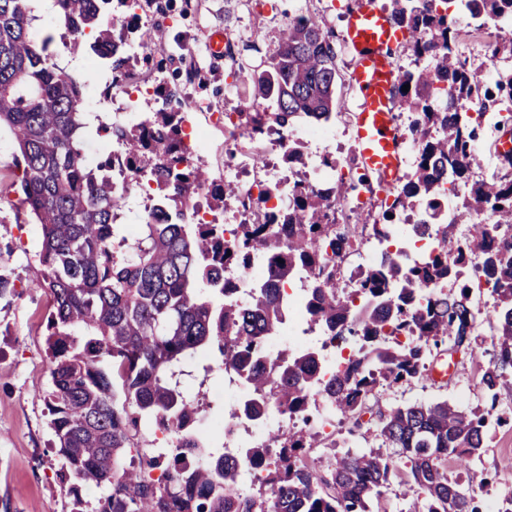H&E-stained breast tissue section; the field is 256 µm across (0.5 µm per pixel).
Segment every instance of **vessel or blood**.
I'll list each match as a JSON object with an SVG mask.
<instances>
[{
	"label": "vessel or blood",
	"mask_w": 512,
	"mask_h": 512,
	"mask_svg": "<svg viewBox=\"0 0 512 512\" xmlns=\"http://www.w3.org/2000/svg\"><path fill=\"white\" fill-rule=\"evenodd\" d=\"M406 37L374 0H356L342 41L352 53L349 80L357 91L354 144L357 156L388 187L400 177V134L395 125L397 77L389 61L391 48Z\"/></svg>",
	"instance_id": "obj_1"
}]
</instances>
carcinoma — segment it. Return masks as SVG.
<instances>
[{
    "mask_svg": "<svg viewBox=\"0 0 512 512\" xmlns=\"http://www.w3.org/2000/svg\"><path fill=\"white\" fill-rule=\"evenodd\" d=\"M37 2L0 0V128L11 132L19 151L18 209L41 228L37 287L49 299L46 408L72 512H84L79 488L85 484L105 488L92 512H371L370 503L399 472L392 457L374 449L332 456L316 468L306 452L317 433L290 430L273 447L247 449L249 463L265 476L254 493H239L224 449L205 446L194 431L205 409L180 384L188 370L205 379L228 371L243 377L256 395L249 414L276 409L301 415L319 397L353 428L377 426L385 447L404 459L402 484L423 498L425 512H480L448 479V461L465 466L483 448L487 413L465 414L441 401L379 410L375 422L364 416L372 412L369 399L377 388L418 376L433 349L476 353L471 336L477 314L468 304L473 282L494 299L485 321L494 331L495 353L481 384L494 395L512 374V176L471 187L457 209L456 223L470 225L462 239L453 237L454 225L437 224L435 246L420 258L386 251L367 266L357 288L366 301L357 305L345 292L340 268L356 229L338 230L336 217V205L347 202L356 180L341 178L326 190L294 180L288 209L256 212L228 245L222 225L180 220L201 193L222 212L227 200L242 202L244 192L219 183L199 162L180 167L181 116L162 106L150 113L146 131L104 121L96 126L98 136L121 144L134 173L151 174L166 207L162 218L147 214L141 237L128 242L116 224L127 200L112 187L111 152H86L85 79L58 63L50 49L58 33L43 30ZM122 2L54 0L51 15L70 50L83 46L89 60L111 67L118 90L138 83V62L122 47L135 32ZM476 2L475 18L512 13V0ZM392 3V20L409 33L406 49L427 65L398 78L400 104L413 117L418 161L382 219H361L381 239L388 237L392 216L423 202L437 207L442 181L468 179L475 156L467 147L477 137L468 106L512 98L511 70L498 73L489 88L459 63L461 30L448 10L438 8L456 0ZM429 31L441 34L442 45L424 40ZM238 75L253 92L251 111L240 116L259 140L327 123L336 110L330 89L341 75L334 38L313 17L289 20L267 68ZM485 214L492 223L480 221ZM472 258L480 262L471 267ZM252 259L263 262L267 278L239 303L221 271ZM298 276L307 281L310 323L332 342L359 345L326 385L318 376V351H263L264 339L281 322L280 286ZM449 284L457 293L444 292ZM159 422L173 435L167 455L148 454L140 442L142 427ZM201 450L210 464L188 465L186 458ZM154 468L165 472L164 479L142 477Z\"/></svg>",
    "mask_w": 512,
    "mask_h": 512,
    "instance_id": "obj_1",
    "label": "carcinoma"
}]
</instances>
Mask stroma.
<instances>
[{"mask_svg": "<svg viewBox=\"0 0 512 512\" xmlns=\"http://www.w3.org/2000/svg\"><path fill=\"white\" fill-rule=\"evenodd\" d=\"M356 0H142L141 29L148 49L138 69L143 79L162 78L185 102L202 99L211 111L237 120L249 111L250 88L239 85L238 65L258 67L278 50L289 19L308 11L325 28L342 31ZM224 31V59L211 62L206 45L215 29ZM9 132H0V267L8 270L21 290L0 302V512H70L71 498L58 476L48 425L47 356L42 323L47 297L37 289L41 240L37 225L17 212L15 184L19 167ZM473 336L478 356L439 353L436 363L449 362L450 380L435 378L436 363L419 377L378 389L370 400L377 409L449 400L459 409L490 411L484 446L469 468L449 465V480L459 482L478 506L512 496V377L490 398L481 377L493 357L494 338L487 323L477 324ZM379 438L351 432L337 424L332 437H319L309 461L329 454L343 455L378 447Z\"/></svg>", "mask_w": 512, "mask_h": 512, "instance_id": "35a3bbf8", "label": "stroma"}]
</instances>
